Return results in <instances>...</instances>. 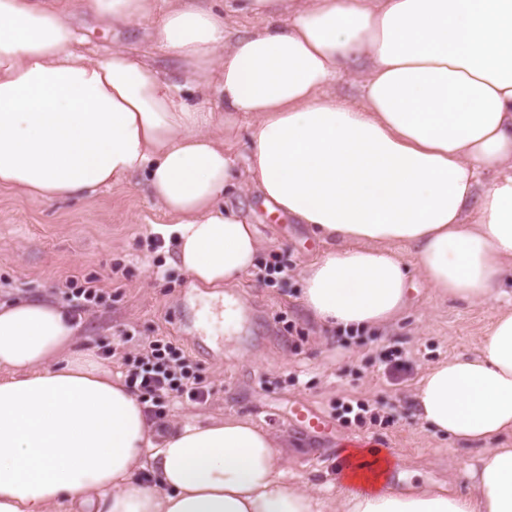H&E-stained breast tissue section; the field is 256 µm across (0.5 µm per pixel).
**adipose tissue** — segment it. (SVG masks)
Returning <instances> with one entry per match:
<instances>
[{
  "instance_id": "adipose-tissue-1",
  "label": "adipose tissue",
  "mask_w": 512,
  "mask_h": 512,
  "mask_svg": "<svg viewBox=\"0 0 512 512\" xmlns=\"http://www.w3.org/2000/svg\"><path fill=\"white\" fill-rule=\"evenodd\" d=\"M76 3L115 24L152 20L205 103L124 50L77 52ZM236 3L270 25L231 36L197 0H0V186L52 203L146 174L180 267L222 288L261 245L224 204L245 169L271 212L323 240L302 301L342 330L409 308L407 249L441 297L497 291L512 270V0ZM351 69L355 104L330 91ZM242 121L240 153L219 132ZM76 338L53 303L0 306V512H512V448L491 445L512 437L511 309L414 394L429 429L480 445L466 494L384 490L392 464L379 458L346 468L328 501L287 481L281 441L244 417L156 435Z\"/></svg>"
}]
</instances>
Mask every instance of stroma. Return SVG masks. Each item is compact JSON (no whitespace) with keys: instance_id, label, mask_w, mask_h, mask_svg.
<instances>
[{"instance_id":"1","label":"stroma","mask_w":512,"mask_h":512,"mask_svg":"<svg viewBox=\"0 0 512 512\" xmlns=\"http://www.w3.org/2000/svg\"><path fill=\"white\" fill-rule=\"evenodd\" d=\"M72 19L76 48L87 58L122 48L168 81L184 83L181 63L151 39L152 21L116 26L79 12ZM225 202L256 224L262 241L258 266L279 259L289 271L271 286L251 274L230 288L241 315L213 353L198 351L191 335L206 291L192 288L174 244L158 240L156 229L167 218L141 174L79 200L44 204L0 188V303L47 300L66 309L69 280L94 281L102 296L76 320L77 350L100 358L120 380L123 357L136 353L138 340H172L197 363L213 393L202 404L170 406L168 421L250 418L284 442L287 479L314 483L324 497H338L340 469L353 448L366 461L378 455L397 460L390 490L432 485L465 491V473L478 449L456 447L426 428L413 394L431 366L476 353L492 314L512 303V284H504L501 297L467 305L440 297L412 267V307L388 325L341 338L313 320L301 301V270L323 250L322 241L306 225L268 213L256 191L241 189ZM127 333L132 341H124ZM391 350L401 352L403 367L382 364ZM340 401L368 403L376 421L336 422ZM297 403L333 420V431L299 429L291 414Z\"/></svg>"}]
</instances>
